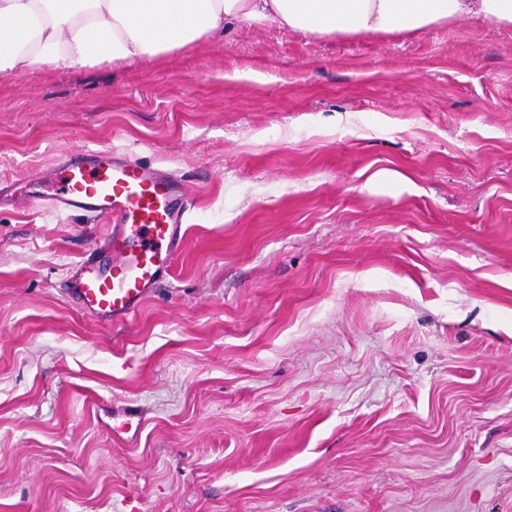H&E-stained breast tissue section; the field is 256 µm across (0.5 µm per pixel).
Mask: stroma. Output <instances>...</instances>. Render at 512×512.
Masks as SVG:
<instances>
[{"mask_svg":"<svg viewBox=\"0 0 512 512\" xmlns=\"http://www.w3.org/2000/svg\"><path fill=\"white\" fill-rule=\"evenodd\" d=\"M97 150L193 195L128 323L64 290L111 217L46 199ZM0 181V512H512L511 28L0 73ZM367 183L378 190L408 188L413 184L409 176L390 169H382L372 173L368 177Z\"/></svg>","mask_w":512,"mask_h":512,"instance_id":"35a3bbf8","label":"stroma"}]
</instances>
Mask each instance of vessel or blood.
<instances>
[{
	"instance_id": "obj_1",
	"label": "vessel or blood",
	"mask_w": 512,
	"mask_h": 512,
	"mask_svg": "<svg viewBox=\"0 0 512 512\" xmlns=\"http://www.w3.org/2000/svg\"><path fill=\"white\" fill-rule=\"evenodd\" d=\"M55 205L118 217L102 250L112 265L101 270L95 253L76 262L67 293L104 323L133 318L156 285L172 272L185 235L189 192L168 172L117 162L100 152L69 162L59 173Z\"/></svg>"
}]
</instances>
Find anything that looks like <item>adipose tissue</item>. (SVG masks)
I'll list each match as a JSON object with an SVG mask.
<instances>
[{
  "label": "adipose tissue",
  "instance_id": "1",
  "mask_svg": "<svg viewBox=\"0 0 512 512\" xmlns=\"http://www.w3.org/2000/svg\"><path fill=\"white\" fill-rule=\"evenodd\" d=\"M463 16L512 28V0H0V72L152 58L232 20L396 38Z\"/></svg>",
  "mask_w": 512,
  "mask_h": 512
}]
</instances>
